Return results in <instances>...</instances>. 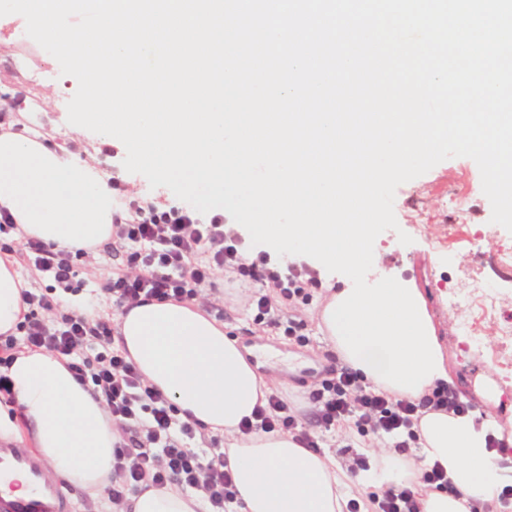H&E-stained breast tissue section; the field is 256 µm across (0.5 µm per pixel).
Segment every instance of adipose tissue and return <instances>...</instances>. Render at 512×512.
Instances as JSON below:
<instances>
[{
	"label": "adipose tissue",
	"instance_id": "1",
	"mask_svg": "<svg viewBox=\"0 0 512 512\" xmlns=\"http://www.w3.org/2000/svg\"><path fill=\"white\" fill-rule=\"evenodd\" d=\"M41 103L0 92L9 127L0 132V209L18 224L21 237L52 250L101 248L112 239L122 211L98 168L94 153L76 155L69 141L55 143L20 119ZM29 283L11 255L0 256V335L15 334L29 307L21 291ZM321 330L341 362L377 388L415 397L447 379L436 329L417 289L390 277L366 288L331 291L319 310ZM118 343L144 381L173 403L182 419L224 439V458L235 475V512H343L347 475L328 453L302 448L292 435L241 434L240 421L266 404L274 380L264 378L229 337L223 322L196 300H150L121 309ZM19 419L0 410V437L28 435L54 476L91 493L110 483L120 428L99 392L79 383L65 360L46 350L16 353L8 369ZM496 420L433 411L418 424L419 462L386 449L371 450V467L358 476L366 487L414 486L424 512H468L493 501L502 479L487 435ZM440 464L457 495L418 483L419 467ZM130 512H205L203 501L178 486L139 489Z\"/></svg>",
	"mask_w": 512,
	"mask_h": 512
}]
</instances>
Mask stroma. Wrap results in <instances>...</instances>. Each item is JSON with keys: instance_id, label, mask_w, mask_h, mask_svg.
Listing matches in <instances>:
<instances>
[{"instance_id": "35a3bbf8", "label": "stroma", "mask_w": 512, "mask_h": 512, "mask_svg": "<svg viewBox=\"0 0 512 512\" xmlns=\"http://www.w3.org/2000/svg\"><path fill=\"white\" fill-rule=\"evenodd\" d=\"M0 86L32 99L55 93L66 102L77 81L61 74L56 59L27 35L24 18L11 14L0 16ZM394 213L398 230L384 231L374 243L377 274L400 277L424 297L448 378L472 396L475 421L505 422L512 418V233L491 223V205L477 164L467 157L450 158L400 185ZM402 232L411 236V244L400 243ZM122 263V250L109 248L78 263L74 283L80 288L79 308L102 316L117 314L102 286ZM213 283V315L221 317L241 343L279 349V356L264 357V371L278 376L290 406L309 416L304 391L336 355L318 327L316 311L324 297H315L302 310L310 343L297 347L283 344L273 329L252 322L251 288L230 283L221 270ZM478 284L493 288L482 308L461 300Z\"/></svg>"}]
</instances>
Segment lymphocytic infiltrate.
<instances>
[{
    "instance_id": "1",
    "label": "lymphocytic infiltrate",
    "mask_w": 512,
    "mask_h": 512,
    "mask_svg": "<svg viewBox=\"0 0 512 512\" xmlns=\"http://www.w3.org/2000/svg\"><path fill=\"white\" fill-rule=\"evenodd\" d=\"M128 209L129 219L118 225L112 238L124 251V265L105 286L118 306L131 307L148 297L197 299L201 287L222 270L233 282L261 284V292L250 302L255 323L297 345L308 344L304 320L290 314L289 308L312 302L313 290L321 286L316 270L304 263L284 269L263 254L251 259L241 238L218 215L205 220L180 207L162 202L143 206L135 200L129 201ZM17 255L52 279L57 290L24 291L30 312L19 327V337L0 344V365L11 364L10 353L19 345L64 357L77 380L91 382L102 393L113 419L131 436L130 444L116 446L114 452V469L126 483L155 488L175 483L200 494L210 512H228L236 486L224 464L219 437H211L208 448L192 449L194 425L181 420L173 404L125 360L114 345L111 320L91 321L62 307L61 296L71 291L76 275L74 260L87 257V250L55 252L31 239L20 244ZM305 397L312 422H304L275 392L266 406L255 408L252 418L241 421V432H288L302 447L315 451L320 436L351 424L360 436L385 437L395 453L410 458L418 448L413 424L422 415L464 414L473 408L449 383H436L417 398H396L340 365L329 369Z\"/></svg>"
}]
</instances>
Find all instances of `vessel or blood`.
Wrapping results in <instances>:
<instances>
[{
    "mask_svg": "<svg viewBox=\"0 0 512 512\" xmlns=\"http://www.w3.org/2000/svg\"><path fill=\"white\" fill-rule=\"evenodd\" d=\"M28 478L25 492L0 496V512H71L67 494L49 482L41 460L32 452L4 442L0 444V489L15 474Z\"/></svg>",
    "mask_w": 512,
    "mask_h": 512,
    "instance_id": "obj_1",
    "label": "vessel or blood"
}]
</instances>
